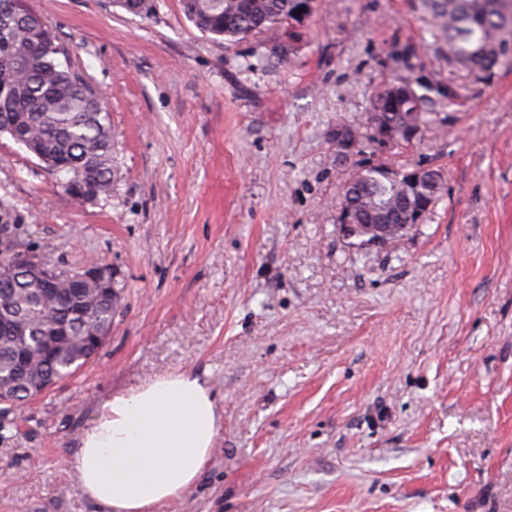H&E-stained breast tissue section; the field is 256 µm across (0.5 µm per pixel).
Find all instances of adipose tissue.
<instances>
[{
  "mask_svg": "<svg viewBox=\"0 0 512 512\" xmlns=\"http://www.w3.org/2000/svg\"><path fill=\"white\" fill-rule=\"evenodd\" d=\"M220 427L204 381L161 374L99 405L71 466L83 495L104 512H158L197 481Z\"/></svg>",
  "mask_w": 512,
  "mask_h": 512,
  "instance_id": "ef3b65f1",
  "label": "adipose tissue"
}]
</instances>
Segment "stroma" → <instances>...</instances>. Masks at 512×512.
I'll return each instance as SVG.
<instances>
[{
  "instance_id": "obj_1",
  "label": "stroma",
  "mask_w": 512,
  "mask_h": 512,
  "mask_svg": "<svg viewBox=\"0 0 512 512\" xmlns=\"http://www.w3.org/2000/svg\"><path fill=\"white\" fill-rule=\"evenodd\" d=\"M154 3L26 0L105 91L116 168L79 204L0 135V224L50 266L112 267L121 300L93 359L0 414V512H103L69 467L81 431L178 372L223 423L159 512H512V68L449 67L422 0H315L287 65V32L219 43ZM411 76L463 102L374 158L440 169L442 196L360 250L336 224L359 158L333 135Z\"/></svg>"
}]
</instances>
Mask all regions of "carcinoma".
Listing matches in <instances>:
<instances>
[{
  "label": "carcinoma",
  "mask_w": 512,
  "mask_h": 512,
  "mask_svg": "<svg viewBox=\"0 0 512 512\" xmlns=\"http://www.w3.org/2000/svg\"><path fill=\"white\" fill-rule=\"evenodd\" d=\"M134 15L149 16L153 0H113ZM299 0H181L187 19L214 40L239 43L262 32L301 24ZM448 44V65L478 81L512 65V0H426ZM460 86H434L418 77L374 92L370 113L408 143V127H423L435 107H457ZM0 129L19 133L29 151L52 159L51 175L74 199L85 202L112 192L110 115L86 74L75 68L65 46L40 17L12 22L0 32ZM407 169L388 176L381 167L359 168L343 185L340 207L351 224H406L416 211H432L440 197L432 182L404 195ZM84 268L64 270L54 292L43 295L39 274L0 281V310L14 313L0 331V381L14 392L12 405L31 397L30 388L54 377H72L102 346L117 302L102 300L105 288L80 280Z\"/></svg>",
  "instance_id": "carcinoma-1"
}]
</instances>
